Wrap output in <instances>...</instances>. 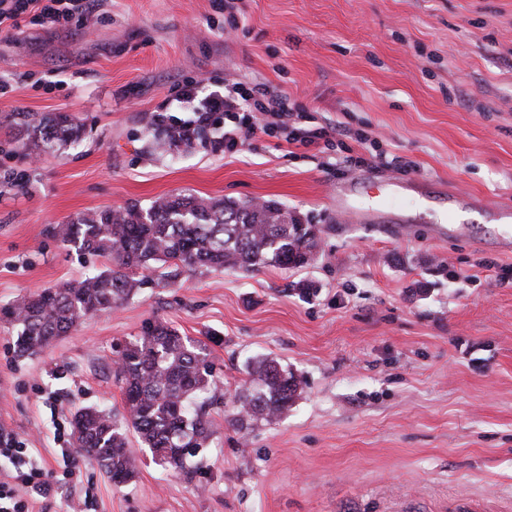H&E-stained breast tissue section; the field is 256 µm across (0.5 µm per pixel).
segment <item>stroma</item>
<instances>
[{
    "instance_id": "obj_1",
    "label": "stroma",
    "mask_w": 512,
    "mask_h": 512,
    "mask_svg": "<svg viewBox=\"0 0 512 512\" xmlns=\"http://www.w3.org/2000/svg\"><path fill=\"white\" fill-rule=\"evenodd\" d=\"M219 2L105 0L62 30L26 17L0 34V309L106 266L63 241L82 214L182 194L276 202L319 229L306 267L187 272L30 358L0 316V431L36 449L54 488L28 492L30 512H512V0ZM228 76L349 134L156 150L146 116L189 119L180 88ZM20 112L74 114L86 133L17 157ZM401 179L416 192L381 202ZM351 181L385 223L337 216L331 192ZM154 321L205 345L218 428L178 474L132 440L138 472L118 487L81 457L71 418L123 417L116 351ZM263 356L303 391L242 434L233 395Z\"/></svg>"
}]
</instances>
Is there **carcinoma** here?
<instances>
[{
	"label": "carcinoma",
	"mask_w": 512,
	"mask_h": 512,
	"mask_svg": "<svg viewBox=\"0 0 512 512\" xmlns=\"http://www.w3.org/2000/svg\"><path fill=\"white\" fill-rule=\"evenodd\" d=\"M24 123L28 137L18 148L29 155L52 143L74 145L84 135V124L69 114L27 115ZM216 124L199 123L190 130L161 115L148 121L158 146L187 149L207 143V131ZM316 232V225L299 223L274 203L193 195L159 197L147 208L131 204L81 215L66 225L64 241L83 254L108 259L110 265L16 300L5 311L19 327L16 354L35 356L87 317L123 306L150 285L170 286L185 272L304 267L315 259ZM158 262L166 271L155 279ZM120 356L116 375L124 395V421L104 410H77L71 421L75 446L120 486L137 470L131 429L162 466L182 472L217 432L206 410L216 382L204 347L155 321ZM248 375L250 387L234 395L237 411H246L234 420L240 431L280 418L303 390L302 381L273 358L257 360Z\"/></svg>",
	"instance_id": "1"
}]
</instances>
